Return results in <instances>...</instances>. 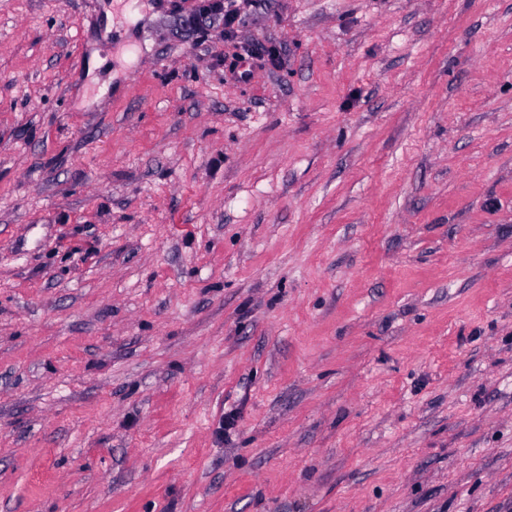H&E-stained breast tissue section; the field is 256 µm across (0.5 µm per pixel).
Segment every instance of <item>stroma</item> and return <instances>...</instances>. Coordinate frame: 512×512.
<instances>
[{
	"instance_id": "1",
	"label": "stroma",
	"mask_w": 512,
	"mask_h": 512,
	"mask_svg": "<svg viewBox=\"0 0 512 512\" xmlns=\"http://www.w3.org/2000/svg\"><path fill=\"white\" fill-rule=\"evenodd\" d=\"M194 3L0 0V512H512V0ZM243 0H200L187 15V22L195 24L200 17L206 16L224 24V37L235 34L234 25L241 16Z\"/></svg>"
}]
</instances>
